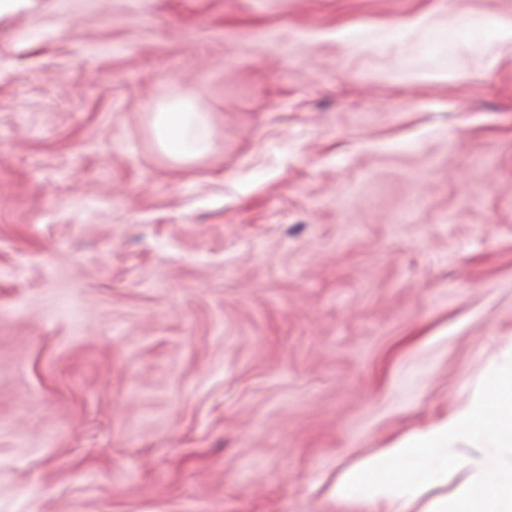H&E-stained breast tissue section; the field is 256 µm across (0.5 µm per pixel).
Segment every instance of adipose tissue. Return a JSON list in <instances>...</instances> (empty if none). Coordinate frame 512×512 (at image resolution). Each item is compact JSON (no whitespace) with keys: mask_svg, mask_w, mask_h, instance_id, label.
Instances as JSON below:
<instances>
[{"mask_svg":"<svg viewBox=\"0 0 512 512\" xmlns=\"http://www.w3.org/2000/svg\"><path fill=\"white\" fill-rule=\"evenodd\" d=\"M153 129L178 162L209 147L205 116L183 102L155 113ZM452 468L469 473L458 495L425 500ZM328 495L364 512H512V346L485 372L477 401L362 459L337 476Z\"/></svg>","mask_w":512,"mask_h":512,"instance_id":"obj_1","label":"adipose tissue"}]
</instances>
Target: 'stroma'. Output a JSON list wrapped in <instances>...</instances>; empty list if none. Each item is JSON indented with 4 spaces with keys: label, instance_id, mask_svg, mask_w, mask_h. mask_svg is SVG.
<instances>
[{
    "label": "stroma",
    "instance_id": "stroma-1",
    "mask_svg": "<svg viewBox=\"0 0 512 512\" xmlns=\"http://www.w3.org/2000/svg\"><path fill=\"white\" fill-rule=\"evenodd\" d=\"M477 14L512 0L0 15V512H359L337 473L473 400L512 341V45L461 43ZM153 129L162 151L178 162L202 155L209 147L207 119L183 102H173L155 112Z\"/></svg>",
    "mask_w": 512,
    "mask_h": 512
}]
</instances>
